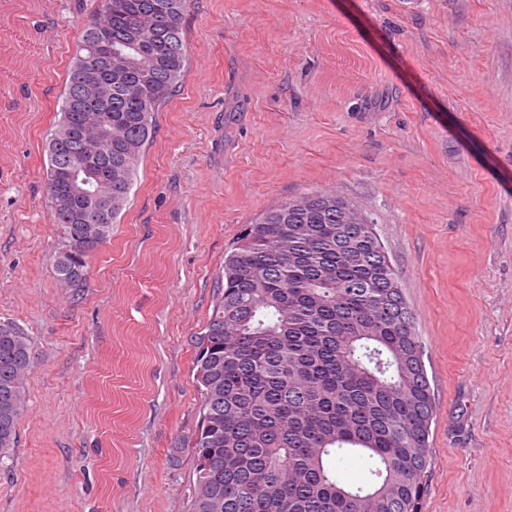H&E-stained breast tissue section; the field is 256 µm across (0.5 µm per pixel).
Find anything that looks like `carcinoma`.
Returning a JSON list of instances; mask_svg holds the SVG:
<instances>
[{
    "mask_svg": "<svg viewBox=\"0 0 512 512\" xmlns=\"http://www.w3.org/2000/svg\"><path fill=\"white\" fill-rule=\"evenodd\" d=\"M98 2L46 146L49 218L66 242L56 276L73 296L130 202L157 112L188 64L189 0ZM101 31L112 36L107 55L93 50ZM88 69L109 89L97 104L78 93ZM64 165L79 176L55 190ZM193 347L191 512H420L434 392L396 271L352 204L308 192L246 225ZM31 371V337L0 320V452L15 445ZM342 455L370 460L371 480L339 483Z\"/></svg>",
    "mask_w": 512,
    "mask_h": 512,
    "instance_id": "cac0c4a2",
    "label": "carcinoma"
}]
</instances>
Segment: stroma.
Instances as JSON below:
<instances>
[{
	"label": "stroma",
	"instance_id": "stroma-1",
	"mask_svg": "<svg viewBox=\"0 0 512 512\" xmlns=\"http://www.w3.org/2000/svg\"><path fill=\"white\" fill-rule=\"evenodd\" d=\"M97 6L0 0V319L35 361L0 512H188L224 255L325 190L374 222L422 340L421 512H512V0H190L188 69L76 302L45 134Z\"/></svg>",
	"mask_w": 512,
	"mask_h": 512
}]
</instances>
